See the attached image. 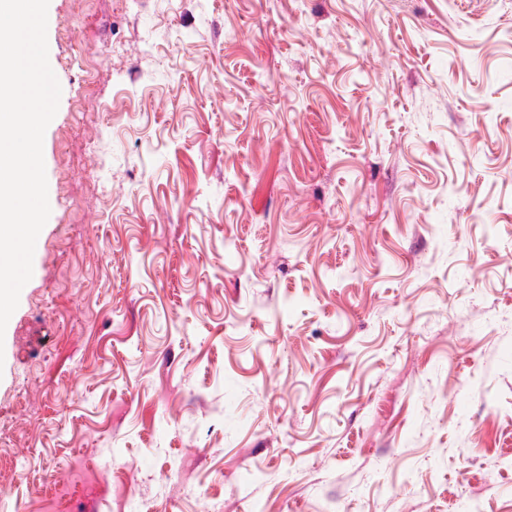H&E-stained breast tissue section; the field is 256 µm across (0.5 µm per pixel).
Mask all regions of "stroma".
<instances>
[{
    "label": "stroma",
    "instance_id": "1",
    "mask_svg": "<svg viewBox=\"0 0 512 512\" xmlns=\"http://www.w3.org/2000/svg\"><path fill=\"white\" fill-rule=\"evenodd\" d=\"M47 41L6 512L92 463L112 512H512V0H49Z\"/></svg>",
    "mask_w": 512,
    "mask_h": 512
}]
</instances>
